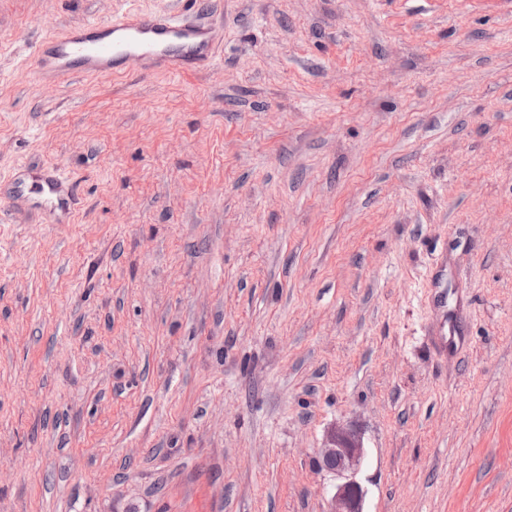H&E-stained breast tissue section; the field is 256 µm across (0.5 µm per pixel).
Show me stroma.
I'll return each mask as SVG.
<instances>
[{"label":"stroma","instance_id":"1","mask_svg":"<svg viewBox=\"0 0 512 512\" xmlns=\"http://www.w3.org/2000/svg\"><path fill=\"white\" fill-rule=\"evenodd\" d=\"M195 75L47 81L177 0H0V512H512V0H204ZM446 303H439V296ZM456 320V348L438 336ZM29 177L32 181L31 189L38 196L35 208L49 212L51 215L57 212L68 215L75 209L77 198L57 167L37 168L35 174ZM365 457L366 449L355 430L336 427L327 434L319 466L340 479L333 488L328 512H363L364 490L356 477Z\"/></svg>","mask_w":512,"mask_h":512}]
</instances>
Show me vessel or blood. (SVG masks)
Returning a JSON list of instances; mask_svg holds the SVG:
<instances>
[{
    "mask_svg": "<svg viewBox=\"0 0 512 512\" xmlns=\"http://www.w3.org/2000/svg\"><path fill=\"white\" fill-rule=\"evenodd\" d=\"M216 57L212 26L197 0L176 13L124 12L104 23H87L40 44L36 63L51 80L82 74L110 75L129 62H145L186 74L207 68ZM32 187L37 206L49 214H70L77 205L67 180L54 166L38 168L30 181L15 180L0 202L15 200Z\"/></svg>",
    "mask_w": 512,
    "mask_h": 512,
    "instance_id": "vessel-or-blood-1",
    "label": "vessel or blood"
}]
</instances>
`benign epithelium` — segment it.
<instances>
[{
	"label": "benign epithelium",
	"mask_w": 512,
	"mask_h": 512,
	"mask_svg": "<svg viewBox=\"0 0 512 512\" xmlns=\"http://www.w3.org/2000/svg\"><path fill=\"white\" fill-rule=\"evenodd\" d=\"M365 457L366 449L355 430L337 427L327 434L319 466L339 479L333 488L328 512H363L364 490L357 481V474Z\"/></svg>",
	"instance_id": "benign-epithelium-1"
}]
</instances>
